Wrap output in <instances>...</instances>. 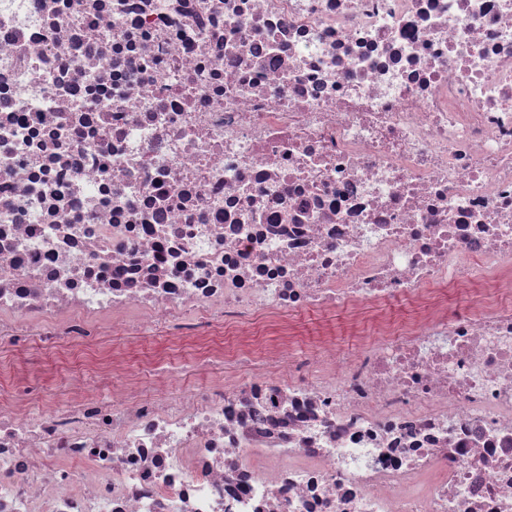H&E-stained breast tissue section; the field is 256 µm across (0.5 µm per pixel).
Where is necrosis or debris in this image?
<instances>
[{
	"mask_svg": "<svg viewBox=\"0 0 512 512\" xmlns=\"http://www.w3.org/2000/svg\"><path fill=\"white\" fill-rule=\"evenodd\" d=\"M4 344L0 512H512V0H0ZM163 351L162 359L159 361L158 367H167L170 364L177 366L191 364L196 355L189 347L180 344L175 340H157Z\"/></svg>",
	"mask_w": 512,
	"mask_h": 512,
	"instance_id": "obj_1",
	"label": "necrosis or debris"
}]
</instances>
